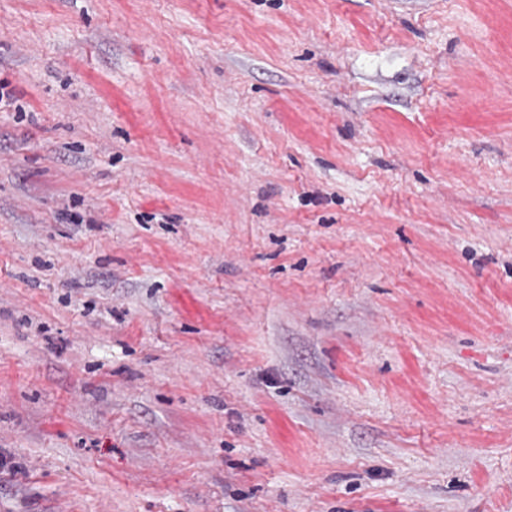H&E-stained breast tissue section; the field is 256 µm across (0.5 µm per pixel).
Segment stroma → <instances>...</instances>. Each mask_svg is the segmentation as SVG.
Listing matches in <instances>:
<instances>
[{"mask_svg": "<svg viewBox=\"0 0 512 512\" xmlns=\"http://www.w3.org/2000/svg\"><path fill=\"white\" fill-rule=\"evenodd\" d=\"M0 512H512V0H0Z\"/></svg>", "mask_w": 512, "mask_h": 512, "instance_id": "obj_1", "label": "stroma"}]
</instances>
